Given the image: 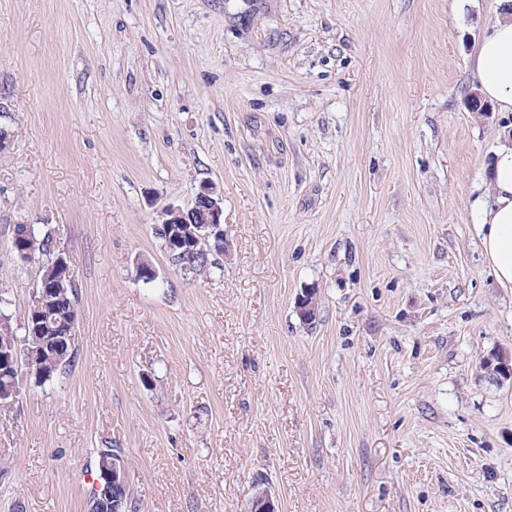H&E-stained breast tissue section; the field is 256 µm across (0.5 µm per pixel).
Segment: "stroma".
Returning <instances> with one entry per match:
<instances>
[{
    "mask_svg": "<svg viewBox=\"0 0 512 512\" xmlns=\"http://www.w3.org/2000/svg\"><path fill=\"white\" fill-rule=\"evenodd\" d=\"M502 0H0V291L79 284L75 361L0 409V512H512V291L474 198L512 112H473ZM224 254L153 232L203 185ZM151 264L154 283L139 280ZM315 292L316 318L297 301ZM216 198L215 188L204 185L196 195L193 206L187 210L168 207L163 212L161 224H154L156 237L162 242L169 261L185 277L197 278L206 274L217 264L216 259L224 254V236L211 224H223V209ZM178 224H191L197 239L188 241L186 237L176 239L165 225L171 229ZM158 227V228H156ZM208 233V237L203 235ZM112 455L116 457V453L111 450L100 454L98 463V470L100 468V472L95 479V492L89 501L90 507L88 511L90 512H96L98 510L97 505H99V510H102L103 503H106L105 500L107 498L112 500H119L121 498L127 477L122 459L112 458ZM102 459L110 461L106 463L103 462L100 466Z\"/></svg>",
    "mask_w": 512,
    "mask_h": 512,
    "instance_id": "1",
    "label": "stroma"
}]
</instances>
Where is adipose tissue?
Listing matches in <instances>:
<instances>
[{"label": "adipose tissue", "instance_id": "adipose-tissue-1", "mask_svg": "<svg viewBox=\"0 0 512 512\" xmlns=\"http://www.w3.org/2000/svg\"><path fill=\"white\" fill-rule=\"evenodd\" d=\"M474 79L480 94L512 112V18L497 17L480 44ZM489 177L492 202L479 212L482 253L499 287L512 289V145L495 151Z\"/></svg>", "mask_w": 512, "mask_h": 512}]
</instances>
